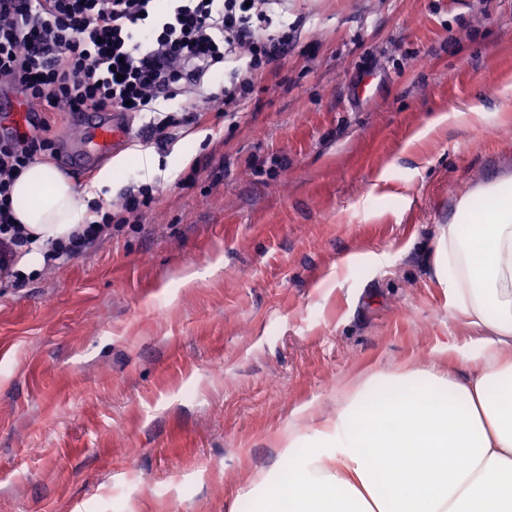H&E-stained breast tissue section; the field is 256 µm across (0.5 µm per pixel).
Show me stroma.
<instances>
[{
  "label": "stroma",
  "instance_id": "obj_1",
  "mask_svg": "<svg viewBox=\"0 0 512 512\" xmlns=\"http://www.w3.org/2000/svg\"><path fill=\"white\" fill-rule=\"evenodd\" d=\"M297 38L236 123L145 140L112 195L156 201L63 267L0 278V512H258L305 406L372 371L447 362L465 325L438 225L512 163V0H288ZM376 72L367 100L351 94ZM76 186V117L47 112ZM188 165L169 168L174 142ZM223 166L212 181L193 167Z\"/></svg>",
  "mask_w": 512,
  "mask_h": 512
}]
</instances>
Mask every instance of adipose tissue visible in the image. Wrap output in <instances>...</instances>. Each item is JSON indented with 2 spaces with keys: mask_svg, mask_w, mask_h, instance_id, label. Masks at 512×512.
I'll list each match as a JSON object with an SVG mask.
<instances>
[{
  "mask_svg": "<svg viewBox=\"0 0 512 512\" xmlns=\"http://www.w3.org/2000/svg\"><path fill=\"white\" fill-rule=\"evenodd\" d=\"M158 171L135 147L102 166L84 190L110 203L129 163ZM73 183L36 160L15 178L11 209L33 244L16 267L40 269L48 242L67 240L95 213ZM433 271L479 332L448 364L376 370L344 385L336 413L289 430L287 472L271 467L252 492L262 512H512V176L475 188L438 227Z\"/></svg>",
  "mask_w": 512,
  "mask_h": 512,
  "instance_id": "obj_1",
  "label": "adipose tissue"
}]
</instances>
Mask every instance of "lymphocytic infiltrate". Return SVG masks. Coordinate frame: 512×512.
Segmentation results:
<instances>
[{
	"label": "lymphocytic infiltrate",
	"instance_id": "1",
	"mask_svg": "<svg viewBox=\"0 0 512 512\" xmlns=\"http://www.w3.org/2000/svg\"><path fill=\"white\" fill-rule=\"evenodd\" d=\"M282 0H0V90L24 95L45 112H152L174 101L176 113L150 123H197L195 90L217 66L228 69L213 99L235 120L268 68L283 59L296 25L274 10ZM46 126L0 136V273L12 272L14 250L30 244L16 224L10 187L46 144ZM104 211L69 243L51 244L46 265L71 259L117 222Z\"/></svg>",
	"mask_w": 512,
	"mask_h": 512
}]
</instances>
